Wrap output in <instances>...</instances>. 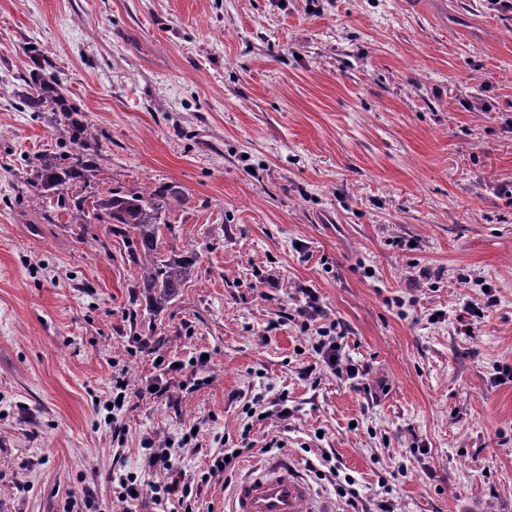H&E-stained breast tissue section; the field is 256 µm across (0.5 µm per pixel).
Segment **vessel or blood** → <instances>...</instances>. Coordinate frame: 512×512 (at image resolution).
<instances>
[{
    "label": "vessel or blood",
    "mask_w": 512,
    "mask_h": 512,
    "mask_svg": "<svg viewBox=\"0 0 512 512\" xmlns=\"http://www.w3.org/2000/svg\"><path fill=\"white\" fill-rule=\"evenodd\" d=\"M226 512H328L314 508L310 485L291 462L279 459L251 467L234 486Z\"/></svg>",
    "instance_id": "obj_1"
}]
</instances>
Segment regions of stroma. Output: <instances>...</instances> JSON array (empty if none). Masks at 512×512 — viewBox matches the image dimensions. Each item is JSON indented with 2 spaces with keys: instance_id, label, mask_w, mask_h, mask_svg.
<instances>
[{
  "instance_id": "1",
  "label": "stroma",
  "mask_w": 512,
  "mask_h": 512,
  "mask_svg": "<svg viewBox=\"0 0 512 512\" xmlns=\"http://www.w3.org/2000/svg\"><path fill=\"white\" fill-rule=\"evenodd\" d=\"M37 59L97 131L71 194L188 196L160 240L198 260L161 311L116 225L25 182L60 151L19 97ZM511 181L499 0H0V512H121L113 471L167 479L146 439L201 483L247 425L237 475L291 459L333 512H512ZM308 290L357 378L302 330ZM159 358L184 369L138 396Z\"/></svg>"
}]
</instances>
